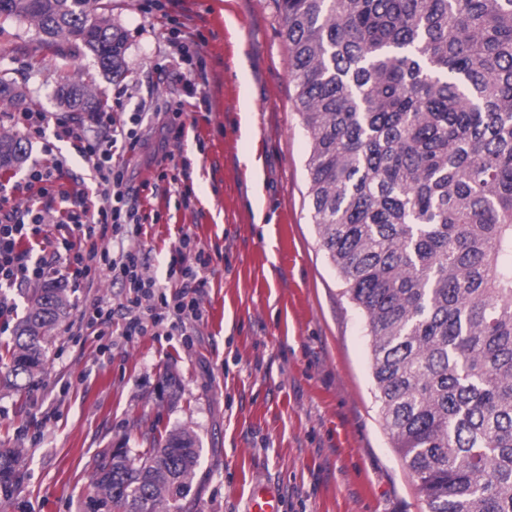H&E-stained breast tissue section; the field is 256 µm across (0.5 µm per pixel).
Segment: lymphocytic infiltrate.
Listing matches in <instances>:
<instances>
[{
	"label": "lymphocytic infiltrate",
	"mask_w": 512,
	"mask_h": 512,
	"mask_svg": "<svg viewBox=\"0 0 512 512\" xmlns=\"http://www.w3.org/2000/svg\"><path fill=\"white\" fill-rule=\"evenodd\" d=\"M144 115L141 109L120 119L98 112L88 126L57 124L55 138L70 142L88 163L95 192L61 187L66 161L56 157L30 168L25 206L0 196V288L26 289L54 275L61 264L79 281L111 277L126 289V303L115 310L107 302H95L80 312L78 325L107 336L114 317H121L120 337L127 342L158 327L183 334L201 322L204 281L199 272L211 262L185 233L167 268L172 289L160 287L148 271L147 257L136 241L143 220L137 195L127 184L124 168L113 161L115 153L141 147ZM56 198L61 206L54 209L50 203ZM52 226L61 229L60 237L50 238Z\"/></svg>",
	"instance_id": "obj_1"
}]
</instances>
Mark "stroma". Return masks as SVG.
Segmentation results:
<instances>
[{
  "label": "stroma",
  "mask_w": 512,
  "mask_h": 512,
  "mask_svg": "<svg viewBox=\"0 0 512 512\" xmlns=\"http://www.w3.org/2000/svg\"><path fill=\"white\" fill-rule=\"evenodd\" d=\"M162 2L111 0L125 72L104 75L85 55L71 74L108 104L127 89L129 112L143 100L181 110L185 136L166 147L177 183L158 180L148 160L159 119L143 124L145 147L118 161L147 216L138 242L151 273L165 278L184 232L210 254L204 319L189 346L149 334L105 351L66 327L94 300L124 303V289L55 275L70 308L50 331L46 371L32 386L0 387V442L24 457L8 512H81L102 452L136 458L150 446L146 431L172 429L192 431L201 457L170 512H248L257 482L280 495L284 512H428L375 402L365 319L311 220L310 144L274 0ZM174 38L193 54V74L173 59ZM58 62L34 25L0 31V76L25 95L22 105L0 104V131L28 147L25 167L0 170V183L22 182L54 153L67 159L64 186L94 184L70 143L36 133L23 116L35 108L51 124L79 121L57 96Z\"/></svg>",
  "instance_id": "1"
}]
</instances>
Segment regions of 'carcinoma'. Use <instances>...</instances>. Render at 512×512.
Returning <instances> with one entry per match:
<instances>
[{
    "label": "carcinoma",
    "instance_id": "cac0c4a2",
    "mask_svg": "<svg viewBox=\"0 0 512 512\" xmlns=\"http://www.w3.org/2000/svg\"><path fill=\"white\" fill-rule=\"evenodd\" d=\"M310 141L311 219L371 336L379 414L429 512H512V0H276ZM102 0H0V28L34 24L58 47L61 103L103 100L67 68L125 69ZM24 98L0 77V101ZM26 147L0 133V169ZM65 289H31L3 382L44 370ZM0 448V509L19 483ZM196 436L104 452L83 512H144L188 494Z\"/></svg>",
    "mask_w": 512,
    "mask_h": 512
}]
</instances>
